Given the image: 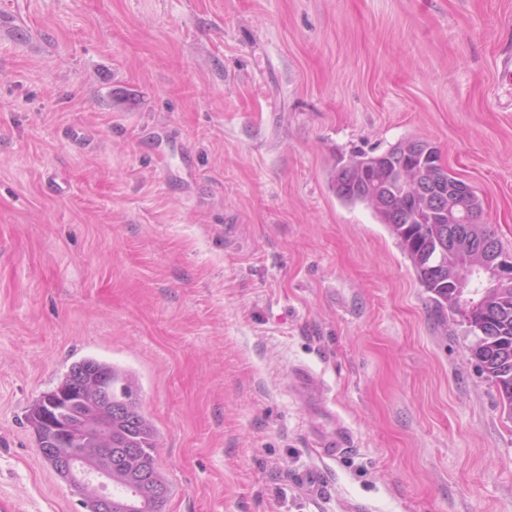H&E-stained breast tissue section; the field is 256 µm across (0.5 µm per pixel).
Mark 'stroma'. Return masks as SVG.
<instances>
[{
	"mask_svg": "<svg viewBox=\"0 0 512 512\" xmlns=\"http://www.w3.org/2000/svg\"><path fill=\"white\" fill-rule=\"evenodd\" d=\"M4 9L0 512H82L27 416L87 357L138 380L164 512H512V416L473 336L332 187L431 142L512 252V0ZM325 405L355 443L333 461ZM296 389L304 396L315 393L321 386L319 376L305 367H297L292 374Z\"/></svg>",
	"mask_w": 512,
	"mask_h": 512,
	"instance_id": "obj_1",
	"label": "stroma"
}]
</instances>
